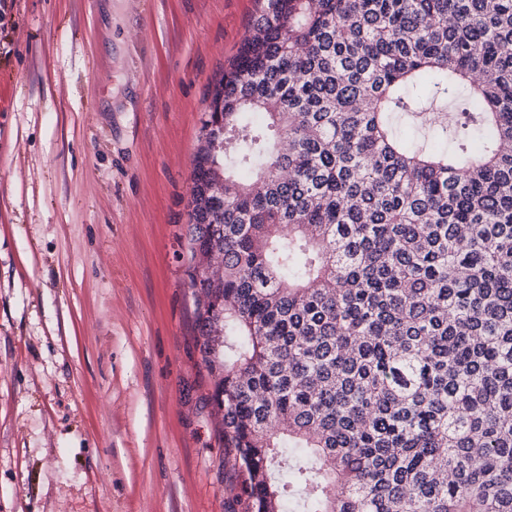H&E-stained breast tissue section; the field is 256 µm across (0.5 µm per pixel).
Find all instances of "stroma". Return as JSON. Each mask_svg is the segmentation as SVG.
I'll use <instances>...</instances> for the list:
<instances>
[{
	"label": "stroma",
	"instance_id": "obj_1",
	"mask_svg": "<svg viewBox=\"0 0 512 512\" xmlns=\"http://www.w3.org/2000/svg\"><path fill=\"white\" fill-rule=\"evenodd\" d=\"M255 0H0V512H229L180 253Z\"/></svg>",
	"mask_w": 512,
	"mask_h": 512
}]
</instances>
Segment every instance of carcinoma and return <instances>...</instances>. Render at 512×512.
<instances>
[{
    "label": "carcinoma",
    "mask_w": 512,
    "mask_h": 512,
    "mask_svg": "<svg viewBox=\"0 0 512 512\" xmlns=\"http://www.w3.org/2000/svg\"><path fill=\"white\" fill-rule=\"evenodd\" d=\"M256 3L185 233L228 497L512 512V0Z\"/></svg>",
    "instance_id": "1"
}]
</instances>
